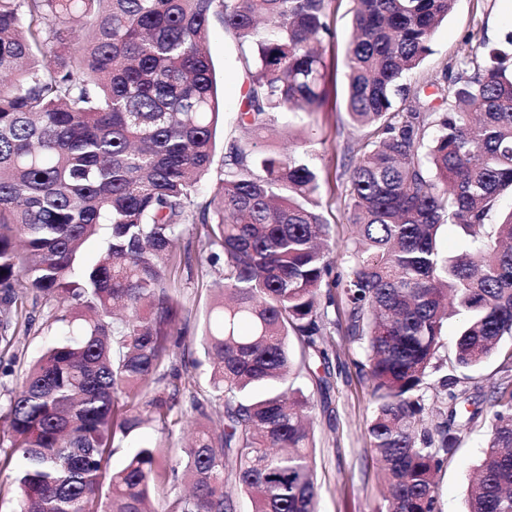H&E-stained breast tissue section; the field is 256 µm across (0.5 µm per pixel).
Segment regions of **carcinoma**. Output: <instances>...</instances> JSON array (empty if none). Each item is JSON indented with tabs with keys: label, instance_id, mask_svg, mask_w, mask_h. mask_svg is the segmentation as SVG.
I'll list each match as a JSON object with an SVG mask.
<instances>
[{
	"label": "carcinoma",
	"instance_id": "carcinoma-1",
	"mask_svg": "<svg viewBox=\"0 0 512 512\" xmlns=\"http://www.w3.org/2000/svg\"><path fill=\"white\" fill-rule=\"evenodd\" d=\"M332 0H0V343L18 305L44 300L42 325L64 323L11 392L15 512H148L152 491L184 476L167 512H235L231 482L253 512H315L313 405L324 390L331 311L362 344L372 383L368 425L386 512H437L436 475L462 431L490 409L489 440L468 512H512V71L506 54L472 46L441 104L407 83L455 0H354L344 101L368 134L346 189L347 271L333 275L311 143L264 153L249 132L278 112L324 102L320 45ZM233 33L244 95L211 199L196 201L219 117L207 49L212 20ZM190 224L221 267L202 347L207 402L220 428L196 432L173 460L136 443L107 471L112 448L175 423L180 399L205 405L172 367ZM466 248L446 255L440 229ZM102 235L99 261L80 264ZM63 297L67 305L50 301ZM465 318L455 364L500 358L487 394L456 389L424 422L429 369L447 305ZM302 353L294 360L288 337Z\"/></svg>",
	"mask_w": 512,
	"mask_h": 512
}]
</instances>
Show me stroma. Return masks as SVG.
Here are the masks:
<instances>
[{
	"instance_id": "35a3bbf8",
	"label": "stroma",
	"mask_w": 512,
	"mask_h": 512,
	"mask_svg": "<svg viewBox=\"0 0 512 512\" xmlns=\"http://www.w3.org/2000/svg\"><path fill=\"white\" fill-rule=\"evenodd\" d=\"M353 0H333L327 24L331 38L322 44L326 65V99L320 111L277 114L274 130H260L255 139L264 152L284 153L293 144L308 140L321 177L320 211L330 227L331 257L335 272H344V250L352 239L348 222L346 187L351 171L349 156L362 138V131L348 123L344 111L346 48L351 33ZM512 31V0H456L448 17L435 29L432 52L410 77L414 86L427 81H443L446 67L463 57L465 39L485 42L512 57L505 42ZM208 49L218 86L223 121L215 141L210 173L202 180L198 201L210 200L222 171L223 141L237 132L235 118L240 107L237 87L228 75L239 67L237 44L220 22H212ZM205 252L193 251L191 271L178 272L174 288L180 302L177 329L183 341L175 350L174 364L188 371L201 390H208L209 365L198 343L208 309L216 296L218 274ZM461 324L457 315L444 325V345L425 391L428 407H445L447 390L443 379L452 377L458 387L486 392L501 378L498 358H490L471 369H459L451 362L453 344ZM49 338L46 333L26 331L17 325L12 346H0V416L7 410L9 396L16 389ZM334 346L329 367L334 385L329 399H322L308 380H301L305 394L314 402L317 435L316 477L319 486L316 512H385L374 453L367 426L371 412L370 383L361 378L355 362L362 357L358 344L342 331L333 334ZM489 438V422L481 419L465 429L457 448L449 456L437 478L438 512H465L468 484L479 464Z\"/></svg>"
}]
</instances>
